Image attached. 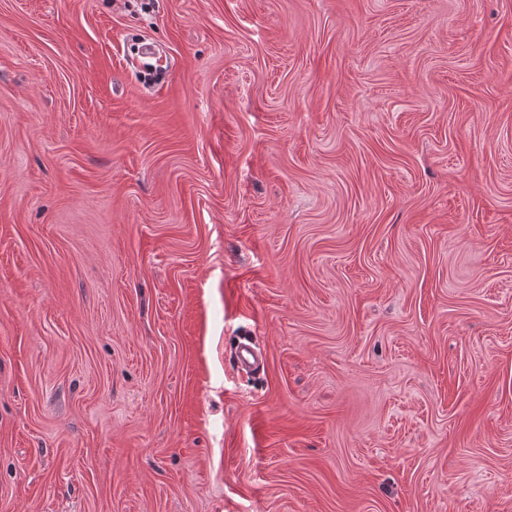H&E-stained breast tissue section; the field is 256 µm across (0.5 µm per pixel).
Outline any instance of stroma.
<instances>
[{"instance_id":"35a3bbf8","label":"stroma","mask_w":512,"mask_h":512,"mask_svg":"<svg viewBox=\"0 0 512 512\" xmlns=\"http://www.w3.org/2000/svg\"><path fill=\"white\" fill-rule=\"evenodd\" d=\"M0 512H512V0H0Z\"/></svg>"}]
</instances>
